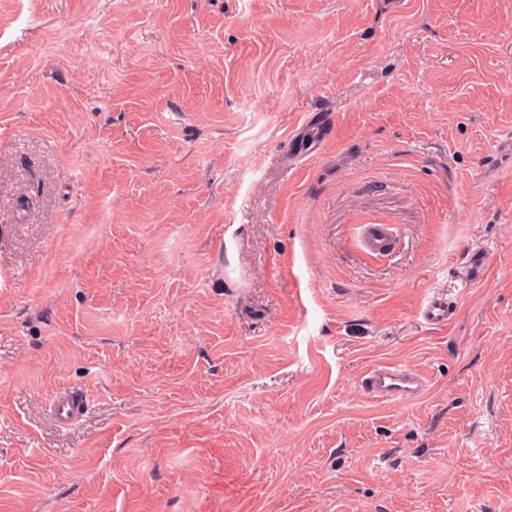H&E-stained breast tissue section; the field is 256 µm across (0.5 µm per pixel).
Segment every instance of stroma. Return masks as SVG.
Here are the masks:
<instances>
[{"instance_id": "obj_1", "label": "stroma", "mask_w": 512, "mask_h": 512, "mask_svg": "<svg viewBox=\"0 0 512 512\" xmlns=\"http://www.w3.org/2000/svg\"><path fill=\"white\" fill-rule=\"evenodd\" d=\"M0 512H512V0H0ZM363 389L380 402L416 398L427 389V381L416 371L394 364H380L361 380ZM87 403L76 392H59L52 398V408L56 418L65 423L85 409Z\"/></svg>"}]
</instances>
